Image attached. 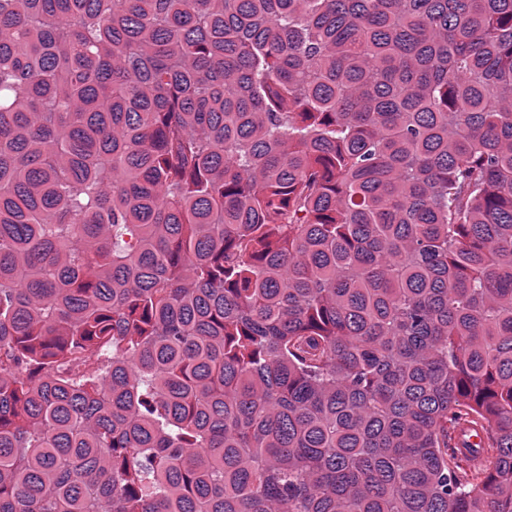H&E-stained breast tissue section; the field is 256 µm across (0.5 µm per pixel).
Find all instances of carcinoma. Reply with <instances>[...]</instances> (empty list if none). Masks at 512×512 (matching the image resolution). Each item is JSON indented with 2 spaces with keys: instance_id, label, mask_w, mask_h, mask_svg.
I'll return each mask as SVG.
<instances>
[{
  "instance_id": "1",
  "label": "carcinoma",
  "mask_w": 512,
  "mask_h": 512,
  "mask_svg": "<svg viewBox=\"0 0 512 512\" xmlns=\"http://www.w3.org/2000/svg\"><path fill=\"white\" fill-rule=\"evenodd\" d=\"M0 512H512V0H0ZM476 432L477 435L472 434ZM457 445L461 449L462 453H465L471 458V463L475 466H481L485 459V453L479 452L475 454H468L464 448H474L477 444L483 445L482 432L478 425L470 423H464L457 432Z\"/></svg>"
}]
</instances>
